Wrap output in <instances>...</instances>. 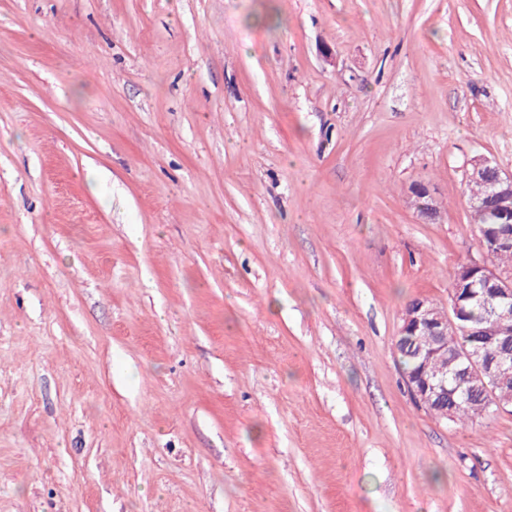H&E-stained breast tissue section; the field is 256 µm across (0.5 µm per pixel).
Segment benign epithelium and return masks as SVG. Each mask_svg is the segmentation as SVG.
Here are the masks:
<instances>
[{
  "instance_id": "7a95c632",
  "label": "benign epithelium",
  "mask_w": 512,
  "mask_h": 512,
  "mask_svg": "<svg viewBox=\"0 0 512 512\" xmlns=\"http://www.w3.org/2000/svg\"><path fill=\"white\" fill-rule=\"evenodd\" d=\"M468 179L483 185L486 197L495 200L500 210L512 212V173L504 172L489 158L478 157L472 162ZM410 193L419 201L417 211L424 222H436L439 210L429 186L416 183ZM475 271L482 273L481 286L493 299L488 325L464 326L469 296L457 287L450 290V302L442 309L426 298L416 299L405 310L398 335L417 332L424 337L418 355L426 366L439 354L449 363L459 364L457 373L467 382V392L501 390L497 411L504 412V404L512 405V353L507 350L512 343V271L485 269L473 259L462 264L457 280ZM459 329L469 336V344L461 348L448 341ZM406 386L413 401L429 413L443 405L451 411L457 404V390L448 389L444 380L428 378L423 372L406 375Z\"/></svg>"
}]
</instances>
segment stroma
Listing matches in <instances>:
<instances>
[{"label":"stroma","instance_id":"obj_1","mask_svg":"<svg viewBox=\"0 0 512 512\" xmlns=\"http://www.w3.org/2000/svg\"><path fill=\"white\" fill-rule=\"evenodd\" d=\"M479 156L512 0H0V512H512L393 348ZM410 193L417 203V211L425 223H436L439 218V210L435 205L434 198L428 185L424 183L414 184ZM424 199V202L418 203V200Z\"/></svg>","mask_w":512,"mask_h":512}]
</instances>
